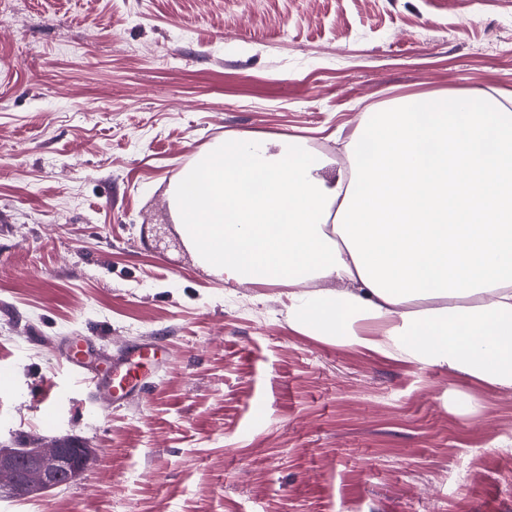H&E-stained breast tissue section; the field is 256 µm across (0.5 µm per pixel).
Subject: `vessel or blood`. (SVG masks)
I'll list each match as a JSON object with an SVG mask.
<instances>
[{
  "label": "vessel or blood",
  "instance_id": "1",
  "mask_svg": "<svg viewBox=\"0 0 512 512\" xmlns=\"http://www.w3.org/2000/svg\"><path fill=\"white\" fill-rule=\"evenodd\" d=\"M88 351L89 346L85 343L69 348L63 361L90 388L106 411L114 403L132 400L142 379L156 365V348L151 344L125 346L102 373L87 367L85 359Z\"/></svg>",
  "mask_w": 512,
  "mask_h": 512
}]
</instances>
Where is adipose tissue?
<instances>
[{
  "mask_svg": "<svg viewBox=\"0 0 512 512\" xmlns=\"http://www.w3.org/2000/svg\"><path fill=\"white\" fill-rule=\"evenodd\" d=\"M345 150L330 183L305 138L225 137L176 181L182 237L225 278L291 285L305 335L512 390V107L397 99Z\"/></svg>",
  "mask_w": 512,
  "mask_h": 512,
  "instance_id": "adipose-tissue-1",
  "label": "adipose tissue"
}]
</instances>
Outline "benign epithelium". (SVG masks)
<instances>
[{
    "label": "benign epithelium",
    "instance_id": "1",
    "mask_svg": "<svg viewBox=\"0 0 512 512\" xmlns=\"http://www.w3.org/2000/svg\"><path fill=\"white\" fill-rule=\"evenodd\" d=\"M93 451L83 444L59 440L24 448H0V493L40 496L79 477Z\"/></svg>",
    "mask_w": 512,
    "mask_h": 512
}]
</instances>
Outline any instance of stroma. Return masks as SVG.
<instances>
[{"instance_id":"35a3bbf8","label":"stroma","mask_w":512,"mask_h":512,"mask_svg":"<svg viewBox=\"0 0 512 512\" xmlns=\"http://www.w3.org/2000/svg\"><path fill=\"white\" fill-rule=\"evenodd\" d=\"M446 89L512 94V0H0V446L98 451L0 512H512V391L304 335L171 202L225 135L306 137L331 171ZM86 338L102 368L162 345L108 415L60 358Z\"/></svg>"}]
</instances>
